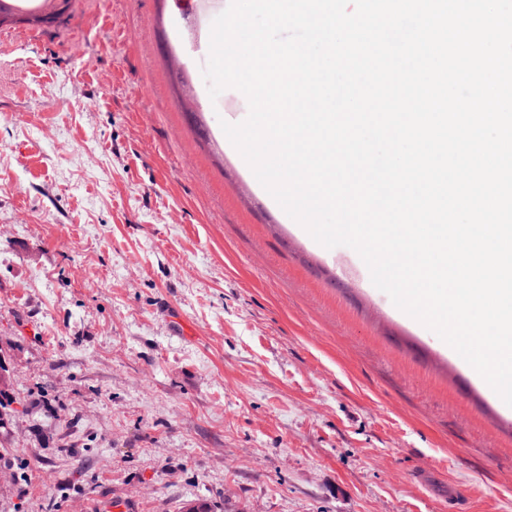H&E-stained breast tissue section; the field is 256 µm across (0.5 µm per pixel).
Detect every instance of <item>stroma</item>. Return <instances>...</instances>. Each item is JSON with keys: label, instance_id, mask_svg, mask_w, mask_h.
Wrapping results in <instances>:
<instances>
[{"label": "stroma", "instance_id": "obj_1", "mask_svg": "<svg viewBox=\"0 0 512 512\" xmlns=\"http://www.w3.org/2000/svg\"><path fill=\"white\" fill-rule=\"evenodd\" d=\"M185 25L0 27V512H512V407L248 186Z\"/></svg>", "mask_w": 512, "mask_h": 512}]
</instances>
